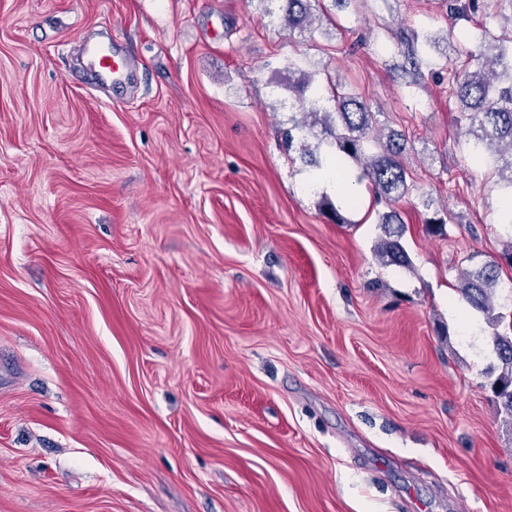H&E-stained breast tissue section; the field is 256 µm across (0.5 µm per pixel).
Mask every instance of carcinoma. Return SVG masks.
I'll list each match as a JSON object with an SVG mask.
<instances>
[{
    "mask_svg": "<svg viewBox=\"0 0 512 512\" xmlns=\"http://www.w3.org/2000/svg\"><path fill=\"white\" fill-rule=\"evenodd\" d=\"M280 3L278 20L289 30L303 29L312 23L310 0H277ZM477 9V0H448V17ZM404 54L411 67L421 63L415 38L400 35ZM476 69L453 75V93L460 103L461 118L466 121L467 134L477 162L489 160L494 165L496 185L512 200V32L507 36L485 33L478 53L469 54ZM288 91L297 93L300 103L309 104L300 120H291L285 140L293 145V131L301 133L300 146L316 165L314 150L308 142L312 137L317 145L327 143L334 148L331 157L337 166L352 161L360 166V178L369 182L375 194L391 203L408 196L413 182L400 161L405 139L395 131L386 134L374 125V113L353 93L339 91L338 86L326 89L311 75L288 65ZM333 104V111L316 108L322 98ZM382 231L377 256L385 265L408 267L411 260L402 239L407 231L395 210L383 213L379 219ZM512 268V241L499 259L489 260L474 271L460 277L457 292L474 311L481 314L493 330V350L501 364L496 381L512 386V313L497 307L493 293L500 285L503 266Z\"/></svg>",
    "mask_w": 512,
    "mask_h": 512,
    "instance_id": "1",
    "label": "carcinoma"
}]
</instances>
